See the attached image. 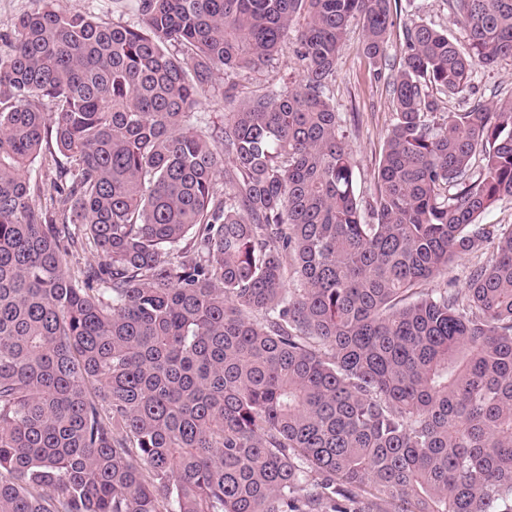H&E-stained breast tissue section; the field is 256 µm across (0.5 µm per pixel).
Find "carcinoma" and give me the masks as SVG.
Returning <instances> with one entry per match:
<instances>
[{
    "label": "carcinoma",
    "mask_w": 512,
    "mask_h": 512,
    "mask_svg": "<svg viewBox=\"0 0 512 512\" xmlns=\"http://www.w3.org/2000/svg\"><path fill=\"white\" fill-rule=\"evenodd\" d=\"M453 7L461 38L404 25L366 201L330 86L355 20L380 70L392 0L0 34V512H512V99L438 104L512 57V0ZM289 38L299 74L240 97ZM476 261L472 256L464 255L456 259L454 264L448 269V274L444 278L426 281L421 285L424 291H430L433 288H442L448 282V288H456L457 290L464 291L466 286V276L469 267Z\"/></svg>",
    "instance_id": "obj_1"
}]
</instances>
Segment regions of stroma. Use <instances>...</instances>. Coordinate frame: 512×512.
Instances as JSON below:
<instances>
[{
    "label": "stroma",
    "mask_w": 512,
    "mask_h": 512,
    "mask_svg": "<svg viewBox=\"0 0 512 512\" xmlns=\"http://www.w3.org/2000/svg\"><path fill=\"white\" fill-rule=\"evenodd\" d=\"M396 7L397 21L390 30L386 58L380 70H373L369 65L362 51V27L352 23L342 45L336 80L330 92L338 112L356 115V123L350 129V145L356 164L357 191L366 197L374 191L379 153L391 124L393 103L387 81L400 63L404 22L420 17L448 29L453 35L461 33L455 22L452 0H396ZM296 70V59L285 46L270 65L244 72L238 81L248 93L279 82ZM472 84L477 95L489 101L512 97V58L491 69H476Z\"/></svg>",
    "instance_id": "stroma-1"
}]
</instances>
